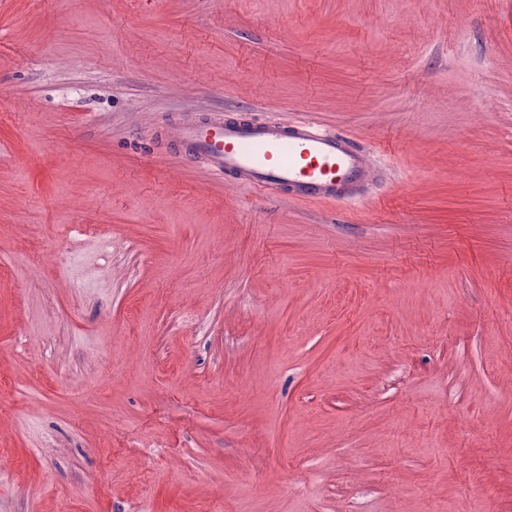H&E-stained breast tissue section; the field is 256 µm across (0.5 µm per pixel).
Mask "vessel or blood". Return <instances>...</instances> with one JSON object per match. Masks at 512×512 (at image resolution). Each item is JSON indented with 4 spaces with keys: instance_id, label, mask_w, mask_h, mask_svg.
Wrapping results in <instances>:
<instances>
[{
    "instance_id": "1",
    "label": "vessel or blood",
    "mask_w": 512,
    "mask_h": 512,
    "mask_svg": "<svg viewBox=\"0 0 512 512\" xmlns=\"http://www.w3.org/2000/svg\"><path fill=\"white\" fill-rule=\"evenodd\" d=\"M158 135L216 178L228 175L299 201H363L380 172L375 156L350 136L308 120L190 112L160 124Z\"/></svg>"
}]
</instances>
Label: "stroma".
Listing matches in <instances>:
<instances>
[{
  "label": "stroma",
  "instance_id": "1",
  "mask_svg": "<svg viewBox=\"0 0 512 512\" xmlns=\"http://www.w3.org/2000/svg\"><path fill=\"white\" fill-rule=\"evenodd\" d=\"M202 111L384 175L214 179ZM207 503L512 512V0H0V512ZM157 129L162 141L214 177L228 175L299 201L361 202L380 172L376 157L350 136L308 120L286 124L190 112Z\"/></svg>",
  "mask_w": 512,
  "mask_h": 512
}]
</instances>
